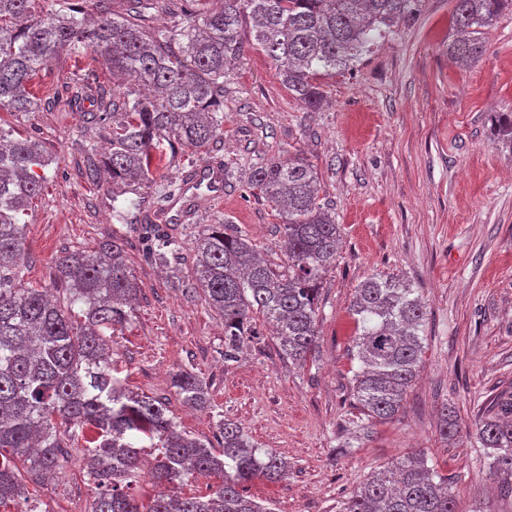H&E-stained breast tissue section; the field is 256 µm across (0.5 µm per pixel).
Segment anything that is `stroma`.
<instances>
[{
	"mask_svg": "<svg viewBox=\"0 0 512 512\" xmlns=\"http://www.w3.org/2000/svg\"><path fill=\"white\" fill-rule=\"evenodd\" d=\"M453 8L454 0H421L413 18L324 79L326 103L318 112L304 111L271 60L249 51L224 84L221 144L166 148L141 189L148 212L179 241L182 274L191 271L195 237L224 222L278 266L286 260L281 219L251 186L249 169L296 152L315 165L341 241L319 302V357L302 368L280 358L261 321L247 355L225 364L222 320L203 297L174 290L170 270L148 259L143 243L113 218L104 186L87 179V153L102 154L110 138L109 126L87 112L101 93L134 92L136 82L113 85L99 54L82 48L34 80L31 110L0 111V127L40 140L52 157L25 217L26 282L51 286L62 249L92 252L104 239L124 237L143 293L112 338L120 378L130 390L165 399L194 437L219 444L216 424L227 418L285 457L287 480L248 486L276 512H339L368 473L415 450L453 477L457 512H512V497L486 481L490 459L474 426L493 398L512 392V144L489 130L491 113H512V13L485 29L483 58L462 67L448 57ZM78 93L75 110L68 101ZM209 163L225 168L223 201L201 193L186 206L168 201L182 174ZM376 273L403 275L416 288L426 308L425 354L397 417L361 427L349 303ZM183 369L209 383V409L182 405L171 378ZM446 403L461 425L450 441L437 428ZM66 452L58 479L29 486L28 501L0 512H86L95 487L83 448L71 443Z\"/></svg>",
	"mask_w": 512,
	"mask_h": 512,
	"instance_id": "stroma-1",
	"label": "stroma"
}]
</instances>
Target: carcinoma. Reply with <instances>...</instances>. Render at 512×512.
I'll use <instances>...</instances> for the list:
<instances>
[{"instance_id": "1", "label": "carcinoma", "mask_w": 512, "mask_h": 512, "mask_svg": "<svg viewBox=\"0 0 512 512\" xmlns=\"http://www.w3.org/2000/svg\"><path fill=\"white\" fill-rule=\"evenodd\" d=\"M128 17L109 13L90 21L70 5L55 14L34 13V0H0V110L34 106L32 82L40 71L80 45L101 54L112 79L134 76L152 90L102 99L94 119L112 124L104 160L91 156L87 175L107 173L112 202L138 193L153 176L160 146L200 148L224 135V69L251 50L273 62L288 92L308 112L325 102L321 79L344 70L376 37L409 18L419 0H222L220 8L181 27L151 25L147 10L164 0H129ZM512 0H454L457 37L448 57L460 64L486 52L484 29ZM493 132L512 142V113ZM49 158L41 144L0 128V505L26 494L19 461L31 482L56 477L66 462V440L83 441L96 495L87 512H274L248 494L255 478H288V462L251 442L243 428L223 419L221 449L190 436L167 403L126 389L113 375L112 334L126 323L142 285L129 266L122 238L93 252L65 249L54 259L48 290L22 285L26 247L22 217L45 182ZM250 184L282 217L287 266L258 256L251 239L231 224H213L196 239L192 274L175 276L182 296L201 293L224 320V362L238 360L256 338L254 316L271 324L278 353L300 367L318 355V302L323 280L336 263L341 227L320 196L316 167L296 153L255 164ZM155 263L170 266L174 241L157 225H140ZM416 289L401 275H374L354 291L349 311L356 323L352 378L360 415L387 422L398 414L422 368L426 312ZM173 388L196 409L210 406L207 383L192 371ZM476 435L491 449L488 478L512 495V393L498 397L478 417ZM440 434H459L454 407L444 406ZM158 450L150 473L157 484L213 473L222 483L205 494L163 491L147 503L125 492L143 466L141 441ZM340 512H456L452 481L428 466L423 452L376 469L341 505Z\"/></svg>"}]
</instances>
